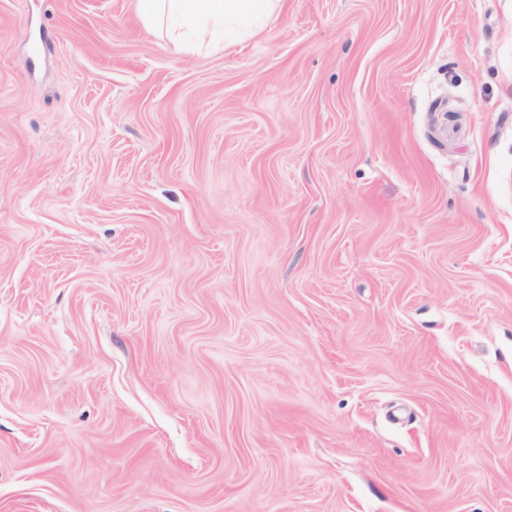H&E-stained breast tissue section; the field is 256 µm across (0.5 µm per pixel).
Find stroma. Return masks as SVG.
Listing matches in <instances>:
<instances>
[{
	"mask_svg": "<svg viewBox=\"0 0 512 512\" xmlns=\"http://www.w3.org/2000/svg\"><path fill=\"white\" fill-rule=\"evenodd\" d=\"M0 512H512V0H0ZM283 0H135L140 23L185 49L219 50L256 34Z\"/></svg>",
	"mask_w": 512,
	"mask_h": 512,
	"instance_id": "1",
	"label": "stroma"
}]
</instances>
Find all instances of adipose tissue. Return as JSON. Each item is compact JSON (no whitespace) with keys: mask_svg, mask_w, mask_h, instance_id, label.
I'll return each instance as SVG.
<instances>
[{"mask_svg":"<svg viewBox=\"0 0 512 512\" xmlns=\"http://www.w3.org/2000/svg\"><path fill=\"white\" fill-rule=\"evenodd\" d=\"M283 0H135L140 23L151 33L196 50H219L253 37Z\"/></svg>","mask_w":512,"mask_h":512,"instance_id":"1","label":"adipose tissue"}]
</instances>
